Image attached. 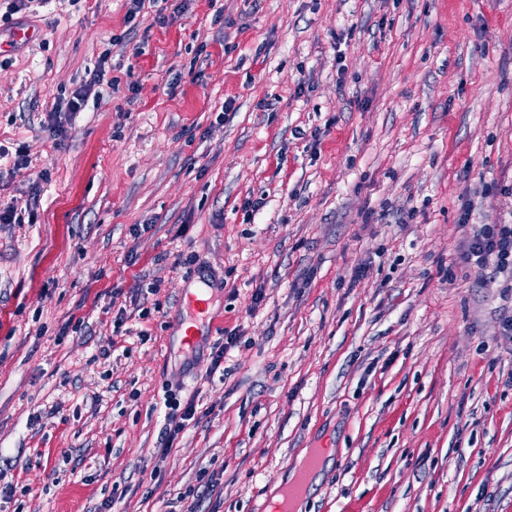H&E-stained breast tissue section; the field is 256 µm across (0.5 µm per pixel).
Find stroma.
I'll list each match as a JSON object with an SVG mask.
<instances>
[{"instance_id": "35a3bbf8", "label": "stroma", "mask_w": 512, "mask_h": 512, "mask_svg": "<svg viewBox=\"0 0 512 512\" xmlns=\"http://www.w3.org/2000/svg\"><path fill=\"white\" fill-rule=\"evenodd\" d=\"M7 7L0 512H185L204 473L202 512H257L306 448L334 454L302 512H512V279L463 259L512 224V0ZM177 376L198 421L163 457ZM104 72L100 67L92 74L89 80L72 92V97L66 103V112H80L90 95H96L95 86L100 85L104 80ZM94 92V93H93ZM183 306L190 311L193 319L207 318L209 315L210 297L208 291L199 289L194 292L186 293L183 296Z\"/></svg>"}]
</instances>
